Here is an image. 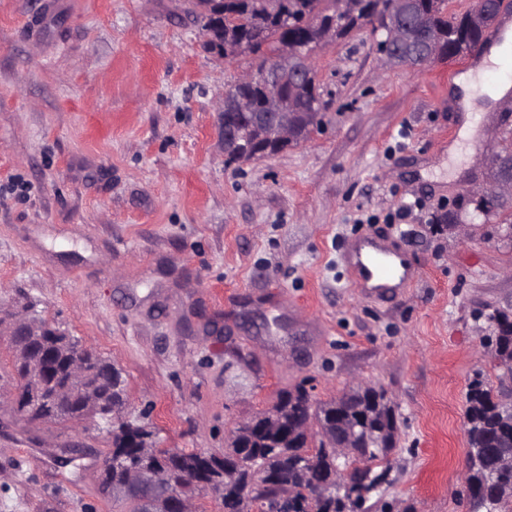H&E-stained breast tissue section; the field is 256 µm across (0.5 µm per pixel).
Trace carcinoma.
Instances as JSON below:
<instances>
[{"label": "carcinoma", "mask_w": 512, "mask_h": 512, "mask_svg": "<svg viewBox=\"0 0 512 512\" xmlns=\"http://www.w3.org/2000/svg\"><path fill=\"white\" fill-rule=\"evenodd\" d=\"M340 0H189V13L204 20V30L212 34L210 50L224 48V57L256 55L262 68L267 56L281 44L293 43L297 54L288 64L292 71L303 70L302 58L325 46L328 30L333 41L349 37L364 26L381 37L407 22L402 49L390 55L392 66H422L429 55L435 60L467 56L482 43L490 26V15L471 7L457 14L449 10V0H348L351 8L342 10ZM290 112H319L323 109L316 73L288 83L285 88ZM246 100L253 111H265L264 86L258 82H236L224 92V123L244 125L239 104ZM497 212L505 233L512 235V201L488 198L478 206L480 216ZM496 348L504 361H512V319L493 316ZM55 345L65 360L66 336L48 330L42 336H20L10 346L12 360L5 376L29 392V374L39 364L44 343ZM58 408L46 414L35 413L30 423L64 424L82 413L102 416L118 414L125 404V380L110 361L94 352L86 373L76 384L61 385ZM274 410L236 429L224 454L159 448L154 431L145 426L122 424L112 430V449L100 473L98 492L112 498L119 512H139V499L133 495H111L123 486L135 469L157 470L172 488L193 496L208 488L222 499L224 512H243L241 488H253V500L264 506L278 493L286 496L288 512H368L371 494L387 482L389 468L376 470L397 447L398 417L394 405L382 389L357 388L329 402L312 406L303 387L280 393ZM467 433L466 501L468 512H502L512 502V405L495 396L482 381L472 383L465 410ZM319 435L330 433L338 422H352L359 442L353 457L359 463L342 476V489H336V472L341 463L324 447V440L310 448L311 422Z\"/></svg>", "instance_id": "1"}]
</instances>
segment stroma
Listing matches in <instances>:
<instances>
[{"mask_svg":"<svg viewBox=\"0 0 512 512\" xmlns=\"http://www.w3.org/2000/svg\"><path fill=\"white\" fill-rule=\"evenodd\" d=\"M185 0H0V305L34 303L120 369L123 420L164 448L223 454L238 424L304 385L383 387L399 417L369 512H467L471 383L512 392L490 315L512 316L496 215L435 232L485 182L506 100L450 103L463 60L386 65L369 29L313 53L323 124L225 166L220 102L251 57L205 51ZM393 235L421 279L364 298L341 256ZM100 418L0 411V512H114Z\"/></svg>","mask_w":512,"mask_h":512,"instance_id":"stroma-1","label":"stroma"}]
</instances>
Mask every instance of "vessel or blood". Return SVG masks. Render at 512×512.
Segmentation results:
<instances>
[{"label": "vessel or blood", "mask_w": 512, "mask_h": 512, "mask_svg": "<svg viewBox=\"0 0 512 512\" xmlns=\"http://www.w3.org/2000/svg\"><path fill=\"white\" fill-rule=\"evenodd\" d=\"M352 284L366 296L388 294L393 287L416 283L419 274L391 237H363L342 256Z\"/></svg>", "instance_id": "b4317fda"}]
</instances>
